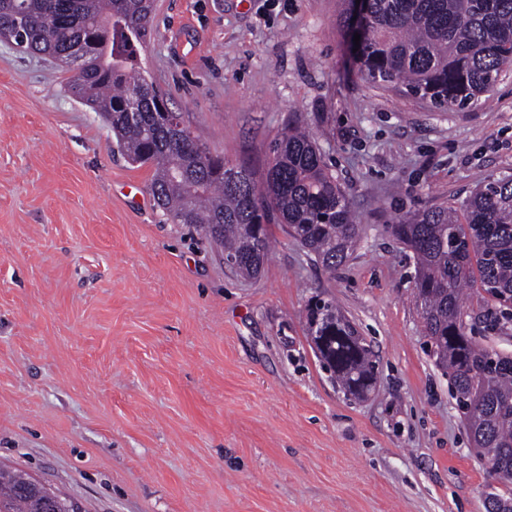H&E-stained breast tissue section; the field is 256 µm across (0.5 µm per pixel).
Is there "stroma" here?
<instances>
[{"label": "stroma", "instance_id": "1", "mask_svg": "<svg viewBox=\"0 0 512 512\" xmlns=\"http://www.w3.org/2000/svg\"><path fill=\"white\" fill-rule=\"evenodd\" d=\"M341 0H155L140 65L200 145L263 174L309 127L364 228L335 271L280 225L259 276L156 207L68 72L0 41V469L82 512H486L492 479L423 349L417 211L512 174V71L436 108L362 80ZM370 340L348 399L311 348L308 300Z\"/></svg>", "mask_w": 512, "mask_h": 512}]
</instances>
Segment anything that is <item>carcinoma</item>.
Wrapping results in <instances>:
<instances>
[{
  "label": "carcinoma",
  "instance_id": "obj_1",
  "mask_svg": "<svg viewBox=\"0 0 512 512\" xmlns=\"http://www.w3.org/2000/svg\"><path fill=\"white\" fill-rule=\"evenodd\" d=\"M154 0H0V38L66 61L84 51L67 91L98 113L132 164L153 169L157 207L176 224L201 227L241 276L254 278L271 253L268 216L314 261L342 265L361 240L362 225L301 126L270 144L262 178L203 149L165 93L139 64ZM367 20L354 60L371 83L401 86L435 107H465L494 91L512 69V0H366ZM413 260L414 296L426 354L448 379L464 411L472 448L496 480L512 483V354L465 331L466 290L493 303L496 326L512 309V175L475 188L460 202L414 213L394 225ZM308 336H322V366L349 398L374 389L373 351L331 299H311L303 314ZM18 470L0 471V512H76ZM487 512H512V497L490 491Z\"/></svg>",
  "mask_w": 512,
  "mask_h": 512
}]
</instances>
